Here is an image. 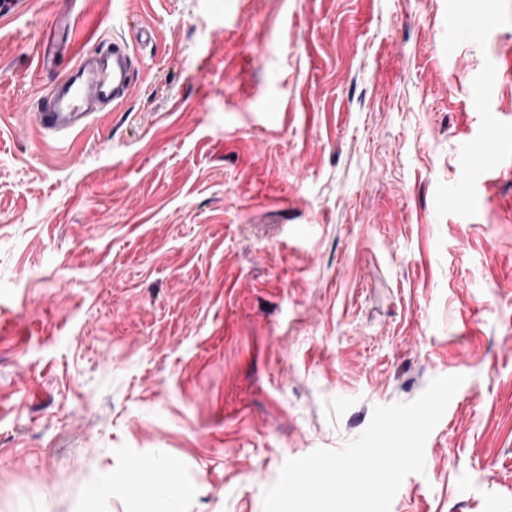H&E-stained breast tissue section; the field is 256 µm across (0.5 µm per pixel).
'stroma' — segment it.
Instances as JSON below:
<instances>
[{"label":"stroma","instance_id":"obj_1","mask_svg":"<svg viewBox=\"0 0 512 512\" xmlns=\"http://www.w3.org/2000/svg\"><path fill=\"white\" fill-rule=\"evenodd\" d=\"M28 2L0 18V512H136L111 483L152 460L177 512H263L287 460L448 375L390 512H512V0ZM93 34L134 92L44 135L73 61L39 51Z\"/></svg>","mask_w":512,"mask_h":512}]
</instances>
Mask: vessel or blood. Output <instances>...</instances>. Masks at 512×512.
<instances>
[{
	"instance_id": "vessel-or-blood-1",
	"label": "vessel or blood",
	"mask_w": 512,
	"mask_h": 512,
	"mask_svg": "<svg viewBox=\"0 0 512 512\" xmlns=\"http://www.w3.org/2000/svg\"><path fill=\"white\" fill-rule=\"evenodd\" d=\"M133 56L121 37L79 54L73 68L40 103L34 120L46 134L66 138L93 122L102 105H120L133 91Z\"/></svg>"
}]
</instances>
